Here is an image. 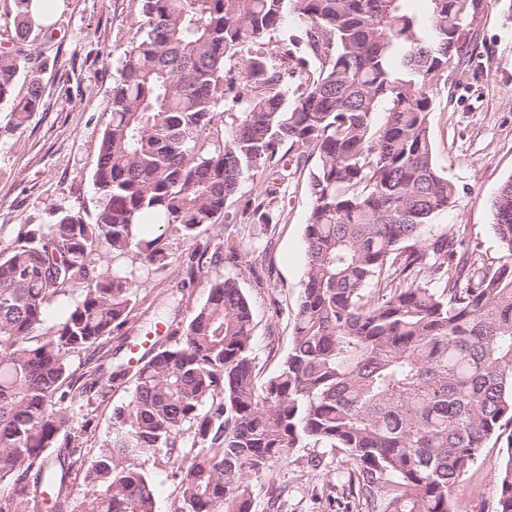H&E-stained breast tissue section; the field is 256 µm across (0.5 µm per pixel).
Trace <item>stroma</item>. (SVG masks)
Wrapping results in <instances>:
<instances>
[{
	"instance_id": "obj_1",
	"label": "stroma",
	"mask_w": 512,
	"mask_h": 512,
	"mask_svg": "<svg viewBox=\"0 0 512 512\" xmlns=\"http://www.w3.org/2000/svg\"><path fill=\"white\" fill-rule=\"evenodd\" d=\"M140 8L141 0H62L52 23L33 31L43 60L20 75L14 95L25 97L36 82L43 103L18 129L8 104L0 103V246L10 243L16 225L53 223L59 208L94 220L93 173L109 116L112 73L130 46V23ZM469 28V50L438 82L429 122L436 164L460 199L428 231L464 228L467 247L491 262L498 256L491 203L512 178V0H478ZM280 206V222L269 226L220 221L194 238L168 236L172 264L139 291L131 330L72 354V369L83 372L107 353L123 356L144 341L158 314L185 324L207 296V275L218 273L237 279L253 312L260 374H274L291 345L290 321L279 310L295 304L302 291L310 206L306 171L284 184ZM229 239L239 254L233 262L226 258ZM194 253L204 263L193 272L186 261ZM189 276L193 285L177 291V282ZM132 385L120 381L106 396L75 409L71 428L81 433L86 457L111 435L112 409L128 400ZM503 453L499 443L487 442L456 488L460 512H495ZM141 467L156 487L155 512H173L179 496L176 463L159 456L142 460ZM347 469L342 452L294 449L287 460L251 477L250 512H273L277 499L281 512H362L357 501L342 497Z\"/></svg>"
}]
</instances>
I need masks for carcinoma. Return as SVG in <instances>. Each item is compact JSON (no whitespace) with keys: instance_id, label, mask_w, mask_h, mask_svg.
<instances>
[{"instance_id":"obj_1","label":"carcinoma","mask_w":512,"mask_h":512,"mask_svg":"<svg viewBox=\"0 0 512 512\" xmlns=\"http://www.w3.org/2000/svg\"><path fill=\"white\" fill-rule=\"evenodd\" d=\"M17 2L0 103L20 128L41 90L13 98L37 25ZM409 2L141 0L112 77L94 221L59 212L0 248V512H61L77 466L87 512H155L140 462L160 454L181 461L175 512H250L251 475L309 446L345 453L367 512H456L491 438L506 448L495 512H512V178L492 202L496 262L452 227L424 235L457 202L428 124L477 0H426L425 18ZM305 166L307 263L274 375L259 381L251 306L216 273L189 322L167 328L171 346L74 377L69 354L124 331L172 263L167 233L276 224L280 184ZM258 175L264 190L242 199ZM127 376L93 458L77 435L47 452L73 406Z\"/></svg>"}]
</instances>
